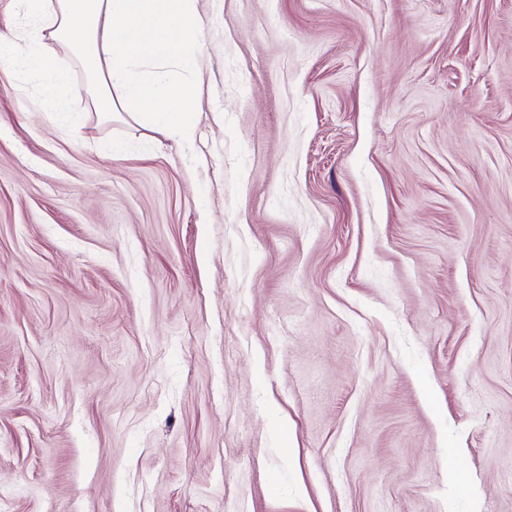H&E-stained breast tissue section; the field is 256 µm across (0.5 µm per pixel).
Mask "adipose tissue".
<instances>
[{"label":"adipose tissue","instance_id":"1","mask_svg":"<svg viewBox=\"0 0 512 512\" xmlns=\"http://www.w3.org/2000/svg\"><path fill=\"white\" fill-rule=\"evenodd\" d=\"M23 13L18 28L0 33V58L22 55L43 77L39 107L47 116L82 95L98 118L121 110L192 135L195 110L180 77L200 72L197 0H23ZM54 44L84 69L85 89L64 77Z\"/></svg>","mask_w":512,"mask_h":512}]
</instances>
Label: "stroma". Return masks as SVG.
<instances>
[{
  "instance_id": "35a3bbf8",
  "label": "stroma",
  "mask_w": 512,
  "mask_h": 512,
  "mask_svg": "<svg viewBox=\"0 0 512 512\" xmlns=\"http://www.w3.org/2000/svg\"><path fill=\"white\" fill-rule=\"evenodd\" d=\"M191 139L0 63V512H512V0H199Z\"/></svg>"
}]
</instances>
